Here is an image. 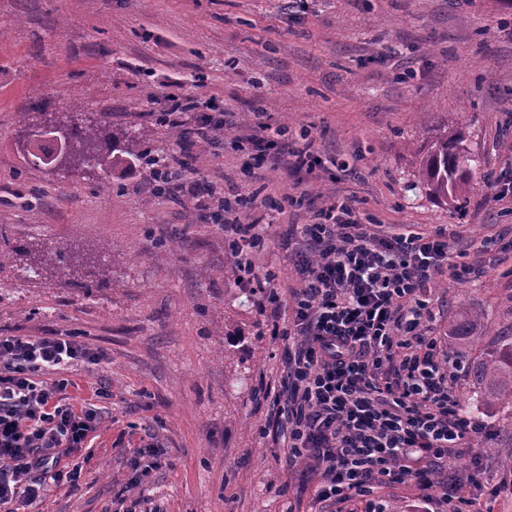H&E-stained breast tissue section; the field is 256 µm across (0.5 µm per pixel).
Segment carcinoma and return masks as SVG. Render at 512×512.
Listing matches in <instances>:
<instances>
[{"instance_id": "1", "label": "carcinoma", "mask_w": 512, "mask_h": 512, "mask_svg": "<svg viewBox=\"0 0 512 512\" xmlns=\"http://www.w3.org/2000/svg\"><path fill=\"white\" fill-rule=\"evenodd\" d=\"M80 109L78 105L68 115L51 120L53 124L65 126L68 153L62 164H85L108 174L128 161L143 168L153 162V157L142 148L147 140L146 130L140 128L128 132L125 135L127 147L122 152L104 151L99 147L101 122L81 116ZM31 135L32 130H27L23 146L29 160L36 165L49 149L31 139ZM421 151L424 155L412 179L407 182V190L462 209L467 201L473 163L477 162L467 148L465 131L440 132L426 142ZM483 329L484 315L466 311L450 326L448 337L454 344H472L479 340ZM472 374L485 405L512 402V343L474 360Z\"/></svg>"}]
</instances>
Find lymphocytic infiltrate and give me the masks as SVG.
I'll return each instance as SVG.
<instances>
[{
  "label": "lymphocytic infiltrate",
  "instance_id": "lymphocytic-infiltrate-1",
  "mask_svg": "<svg viewBox=\"0 0 512 512\" xmlns=\"http://www.w3.org/2000/svg\"><path fill=\"white\" fill-rule=\"evenodd\" d=\"M166 99L174 124H193L202 137L228 123V110L203 112L173 93ZM236 148L260 165L284 162L298 174L335 177L348 169L347 162L318 154L308 137L284 141L282 130L264 122ZM255 202L253 193L236 191L211 219L224 233L240 281L265 290L273 305L270 334L289 339L279 384L259 390L287 440L289 462H314L322 471L319 501L351 512L363 504L384 512L375 496L387 484L447 488L441 462L459 453L480 425L460 404L447 350L428 334L432 313L422 295L441 269L464 280L474 264L452 261L443 234L375 230L352 202L333 198L289 235L299 248L302 286L285 302L250 259L264 243L259 224L232 214ZM101 359L74 336L0 335L1 506H31L48 484L79 478L61 458L86 446L100 412L91 400L73 402L61 373ZM50 372L59 375L51 384L42 379Z\"/></svg>",
  "mask_w": 512,
  "mask_h": 512
}]
</instances>
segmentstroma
<instances>
[{
	"instance_id": "obj_1",
	"label": "stroma",
	"mask_w": 512,
	"mask_h": 512,
	"mask_svg": "<svg viewBox=\"0 0 512 512\" xmlns=\"http://www.w3.org/2000/svg\"><path fill=\"white\" fill-rule=\"evenodd\" d=\"M175 93L229 109L216 138L180 140L156 124L149 103ZM108 132L146 128L147 147L179 163L206 155L200 172L158 194L143 170L110 175L27 161L23 123L63 116L74 104ZM292 133L309 131L316 150L344 159L342 180L307 177L309 194L291 203L297 174L283 167L245 175L233 142L251 126L244 112ZM468 126L481 159L464 213L414 197L406 183L423 135ZM512 170V0H0V333L78 337L103 350L96 365L70 370L68 393L97 397L99 427L76 484L49 485L28 512H111L116 498L146 512H316L320 477L288 464L267 403L255 397L279 381L285 346L267 331L264 294L227 303L239 287L225 269L224 234L212 224L208 188L248 186L280 212L255 210L266 241L252 255L274 273L281 298L299 287L291 225L308 222L330 197L352 198L362 222L444 229L463 242L479 277L440 276L425 299L433 335L466 308L486 328L471 346L449 345L462 405L485 423L478 447L449 457L470 472L458 497L470 512H512V498L489 502L487 484L512 479V404L476 407L475 357L512 343V199L488 177ZM69 245L46 253L47 239ZM171 247L155 260L156 245ZM94 260L88 278H64L65 261ZM40 264L39 274L25 269ZM246 356L245 382L223 351ZM166 464L130 487L127 462L146 439ZM386 512H442L439 488L384 489Z\"/></svg>"
}]
</instances>
